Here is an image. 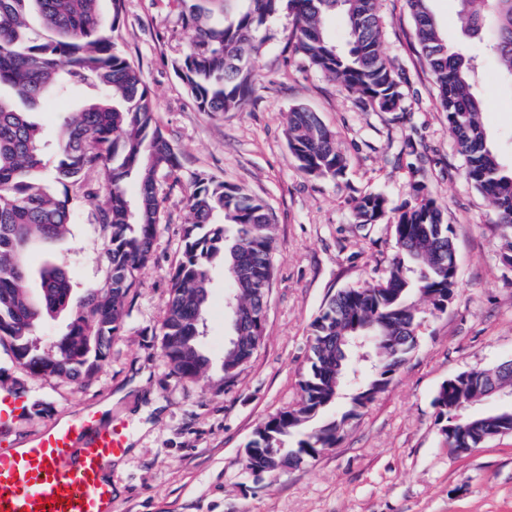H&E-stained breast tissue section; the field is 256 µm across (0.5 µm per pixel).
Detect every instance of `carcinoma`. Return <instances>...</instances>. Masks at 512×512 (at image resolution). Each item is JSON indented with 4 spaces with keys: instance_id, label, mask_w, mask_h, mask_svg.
<instances>
[{
    "instance_id": "obj_1",
    "label": "carcinoma",
    "mask_w": 512,
    "mask_h": 512,
    "mask_svg": "<svg viewBox=\"0 0 512 512\" xmlns=\"http://www.w3.org/2000/svg\"><path fill=\"white\" fill-rule=\"evenodd\" d=\"M100 0H0V345L34 380L79 382L91 378L110 352L129 316L128 298L137 273L150 260L160 221L161 181H179L180 160L163 135L141 73L115 50L103 29ZM460 21L472 55L448 46L426 0H408L422 58L438 87L439 106L464 157L463 174L495 207L503 236H512V170L500 163L487 134L475 92V60H492L512 79V0H459ZM181 23L194 30L190 50L175 66L202 112H232L244 105L255 81L262 29L283 6L294 17L288 39L310 65L356 94L365 109L398 111L400 81L381 50L378 0H249L231 22L213 21L224 0H175ZM341 18L346 44L331 24ZM76 86L96 90L77 111L60 118L53 144L32 120L45 102ZM287 138L296 167L313 177L337 180L348 160L335 133L317 113H288ZM56 157L54 182L44 156ZM135 178L138 195H128ZM106 188L97 220L106 241V272L94 288L75 292L60 265L31 266L33 249L70 234L73 196L93 195L91 179ZM190 219L183 251L170 278L160 326L161 347L179 379H199L210 359L200 342L211 288V269L224 267L230 291L252 317L245 334L224 346V383L254 355L259 336L250 324L267 306L276 243L274 215L266 202L239 185L198 176L187 197ZM357 224H389L394 253L376 279L333 294L310 324V354L298 379V401L265 421L246 444L273 448L245 461L256 470L308 464L334 448L391 383L418 346L412 331L425 311L419 303L456 296L457 270L448 264L452 227L442 205L422 181L412 201L391 207L379 193L354 199ZM69 315L66 330L48 350L36 335L44 319ZM471 376L512 390V360L471 371ZM485 392L443 383L434 398L441 430L454 453L512 434V416L492 424L490 411L457 421L455 408L480 403Z\"/></svg>"
}]
</instances>
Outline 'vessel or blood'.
Returning a JSON list of instances; mask_svg holds the SVG:
<instances>
[{
    "instance_id": "1",
    "label": "vessel or blood",
    "mask_w": 512,
    "mask_h": 512,
    "mask_svg": "<svg viewBox=\"0 0 512 512\" xmlns=\"http://www.w3.org/2000/svg\"><path fill=\"white\" fill-rule=\"evenodd\" d=\"M29 409L23 390L0 393V512H112V484L102 466L125 453L127 424L99 423L89 408L19 451L12 430Z\"/></svg>"
}]
</instances>
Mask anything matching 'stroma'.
<instances>
[{
    "label": "stroma",
    "mask_w": 512,
    "mask_h": 512,
    "mask_svg": "<svg viewBox=\"0 0 512 512\" xmlns=\"http://www.w3.org/2000/svg\"><path fill=\"white\" fill-rule=\"evenodd\" d=\"M101 10L104 23L116 25V50L152 94L158 124L179 154L180 182L162 193L152 259L137 275L124 330L90 380H33L0 345V379L26 387L32 404L15 430L18 443L61 416L111 402L110 416L133 426V449L112 472L114 512H512V435L449 453L433 404L449 378L512 360V267L502 260L493 206L463 175L406 0H379L381 49L402 77L397 118L362 110L355 94L294 54L288 12L263 30L249 101L234 112H203L174 69L193 33L173 0H125L117 23L110 0H101ZM478 94L489 139L510 170L512 94L492 71ZM298 105L335 132L349 160L344 178L312 177L293 165L286 129ZM199 174L262 198L277 224L264 340L228 387L220 384L232 333L222 268L212 274L202 338L207 375L195 382L173 376L159 338L189 219L187 196ZM417 180L446 206L458 269L454 301L426 316L414 354L335 448L300 468L254 477L243 465L244 448L261 422L296 403L312 320L330 295L381 275L393 254L388 224L354 223V199L375 192L397 207L411 200ZM105 197L101 187L94 197H76L68 237L37 252L41 263L67 259L82 288L104 276L96 215Z\"/></svg>",
    "instance_id": "1"
}]
</instances>
